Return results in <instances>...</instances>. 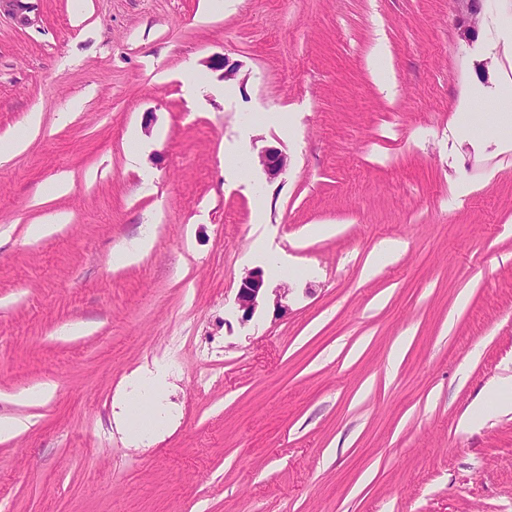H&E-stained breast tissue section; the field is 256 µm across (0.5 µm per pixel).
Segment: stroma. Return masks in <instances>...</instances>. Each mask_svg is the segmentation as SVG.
Wrapping results in <instances>:
<instances>
[{
  "label": "stroma",
  "instance_id": "obj_1",
  "mask_svg": "<svg viewBox=\"0 0 512 512\" xmlns=\"http://www.w3.org/2000/svg\"><path fill=\"white\" fill-rule=\"evenodd\" d=\"M32 5L31 25L0 14V139L41 115L0 163V419L29 423L0 442V512H512V413L459 426L512 375V138L484 129L512 0H483L468 38L454 0H85L79 23ZM252 268L288 308L243 323ZM149 379L159 424L135 438ZM41 122L39 112H32L28 117L26 128L8 139L0 142V161H7L12 155L25 149L29 142V136ZM259 163L264 169L268 180L274 181L286 169L288 158L276 149H268L259 157Z\"/></svg>",
  "mask_w": 512,
  "mask_h": 512
}]
</instances>
